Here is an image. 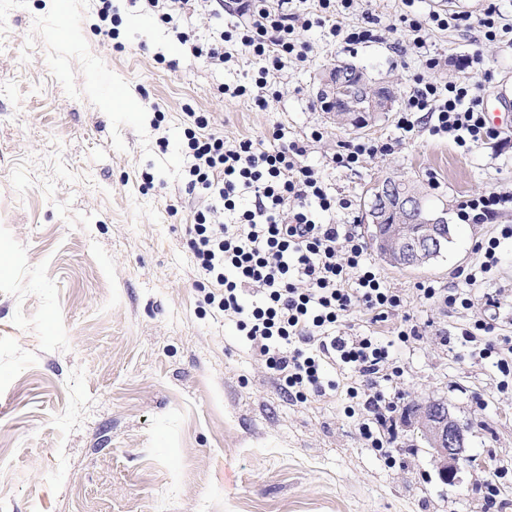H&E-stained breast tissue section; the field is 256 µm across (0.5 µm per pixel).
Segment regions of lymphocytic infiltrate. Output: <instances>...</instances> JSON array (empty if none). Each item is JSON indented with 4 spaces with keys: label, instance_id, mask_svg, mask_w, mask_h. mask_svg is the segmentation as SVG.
<instances>
[{
    "label": "lymphocytic infiltrate",
    "instance_id": "f902f5d3",
    "mask_svg": "<svg viewBox=\"0 0 512 512\" xmlns=\"http://www.w3.org/2000/svg\"><path fill=\"white\" fill-rule=\"evenodd\" d=\"M290 2L236 0L235 11L243 21L233 29L204 43L182 31L176 38L193 57L205 58L216 68L223 67L233 52L250 55L262 62L266 76L282 70L288 57L301 56L305 48ZM351 2L317 0V24H329L332 35L349 44L372 40V15H365L364 25L354 28L334 23L337 7H349ZM468 20L462 13L433 12L422 20L402 16V23L416 35L414 43L426 69L399 113L397 127L402 133H412L425 116L433 134L469 150L499 138V131L485 121L479 87L429 77L441 61L427 49L422 31ZM185 137L190 162L182 179L203 201L187 229L188 245L208 287L206 301L235 319L246 345L296 401L335 390V380L326 373L330 365L349 368L360 377L388 378L393 369L389 353L375 337L340 336L336 329L358 307L373 322L387 321L403 300L367 263L365 242L354 225L337 223V212L349 210L352 202L336 197L318 171L304 164L306 142L287 141L279 125L271 132L279 143L275 149L261 148L249 138L229 141L213 128L206 112L188 113ZM250 194L254 203L243 206ZM224 210L237 211L235 223L221 221ZM509 211L512 191L490 190L461 202L458 217L478 224ZM504 238H512V225L478 244L482 260L467 270L464 287L445 290L428 285L418 290L423 300L471 312L461 342L470 346L475 359L491 360L498 372L495 386L502 393L512 388V338L497 335L493 319L486 315L496 299L476 296L470 287L497 267V249ZM346 400L345 412L358 416L368 447L391 458L386 425L395 401L384 391L358 384L347 387Z\"/></svg>",
    "mask_w": 512,
    "mask_h": 512
}]
</instances>
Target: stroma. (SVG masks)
<instances>
[{"label": "stroma", "instance_id": "1", "mask_svg": "<svg viewBox=\"0 0 512 512\" xmlns=\"http://www.w3.org/2000/svg\"><path fill=\"white\" fill-rule=\"evenodd\" d=\"M120 47L94 30L95 0H0V512H512V494L485 508L483 481L497 467L512 482V392L484 364L444 337L468 316L426 303L418 285L460 284L480 261L478 242L512 225V212L481 224L461 221L462 200L512 191V142L466 152L431 135H401L399 104L356 132L338 129L317 100L336 62L392 82L406 99L423 74L401 17L406 11L470 15L465 27L423 34L441 59L438 80L481 86L493 112L512 110V33L487 41L489 0H354L343 27L376 24L372 41L346 44L328 27L300 31L309 50L269 75L266 108L218 94L251 85L259 63L238 54L215 69L193 59L176 30L205 36L237 25L228 11L177 26L137 0H114ZM480 65H470L472 55ZM210 113L227 140L285 127L307 140L306 165L331 192L351 200L340 224L366 232L364 198L393 177L420 185L453 226L447 251L425 267L398 269L375 247L367 258L405 300L400 315L372 322L354 312L342 329L389 341L400 376L392 415L394 464L367 448L339 391L301 403L242 342L234 321L204 302L186 226L200 203L181 172L187 111ZM324 137L314 141L313 129ZM391 142V152L354 170L334 167L336 145ZM478 294L501 295L496 311L512 336V239ZM423 326L393 342L401 316ZM444 403L468 431L469 460L444 481L407 407Z\"/></svg>", "mask_w": 512, "mask_h": 512}]
</instances>
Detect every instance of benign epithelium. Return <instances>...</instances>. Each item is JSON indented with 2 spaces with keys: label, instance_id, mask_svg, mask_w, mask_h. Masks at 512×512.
Here are the masks:
<instances>
[{
  "label": "benign epithelium",
  "instance_id": "7a95c632",
  "mask_svg": "<svg viewBox=\"0 0 512 512\" xmlns=\"http://www.w3.org/2000/svg\"><path fill=\"white\" fill-rule=\"evenodd\" d=\"M370 107L374 115L390 106L391 88L377 86L367 89ZM410 205L406 197L394 189V182L383 181L375 191L374 203L368 215L374 224H383L388 215L395 217L390 232L378 239L377 246L388 258L401 264H426L440 254L446 236L437 229V221L431 220L418 231H411ZM418 427L429 448L441 459L442 474L454 475L457 463L466 450L465 429L450 415L446 406L429 401L419 407Z\"/></svg>",
  "mask_w": 512,
  "mask_h": 512
}]
</instances>
